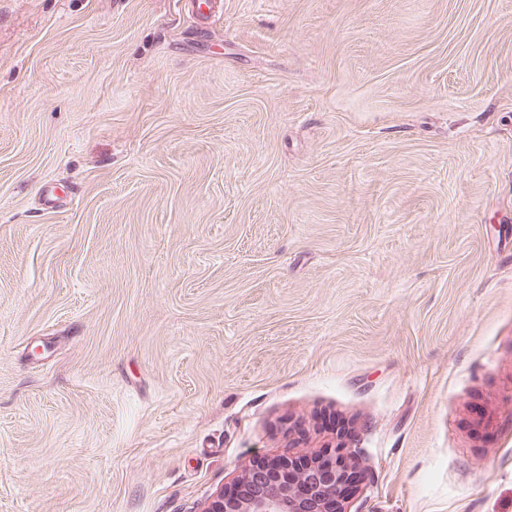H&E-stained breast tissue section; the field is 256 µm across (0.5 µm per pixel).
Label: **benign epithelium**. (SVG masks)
<instances>
[{
	"instance_id": "obj_1",
	"label": "benign epithelium",
	"mask_w": 512,
	"mask_h": 512,
	"mask_svg": "<svg viewBox=\"0 0 512 512\" xmlns=\"http://www.w3.org/2000/svg\"><path fill=\"white\" fill-rule=\"evenodd\" d=\"M269 468L274 479L253 473L248 495L230 497L220 490L207 499L203 512H350L344 488L353 468L345 454L322 456L307 472L295 471L289 457L272 459Z\"/></svg>"
}]
</instances>
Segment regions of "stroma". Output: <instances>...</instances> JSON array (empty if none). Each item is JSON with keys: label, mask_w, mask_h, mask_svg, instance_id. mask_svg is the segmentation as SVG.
<instances>
[{"label": "stroma", "mask_w": 512, "mask_h": 512, "mask_svg": "<svg viewBox=\"0 0 512 512\" xmlns=\"http://www.w3.org/2000/svg\"><path fill=\"white\" fill-rule=\"evenodd\" d=\"M512 512V0H0V512ZM345 454L338 452L317 459L307 472L292 468L290 457L272 459L268 466L277 475L270 480L265 473L250 475L252 491L245 497L224 495V489L212 494L204 512H350L344 488L353 476V467Z\"/></svg>", "instance_id": "stroma-1"}]
</instances>
